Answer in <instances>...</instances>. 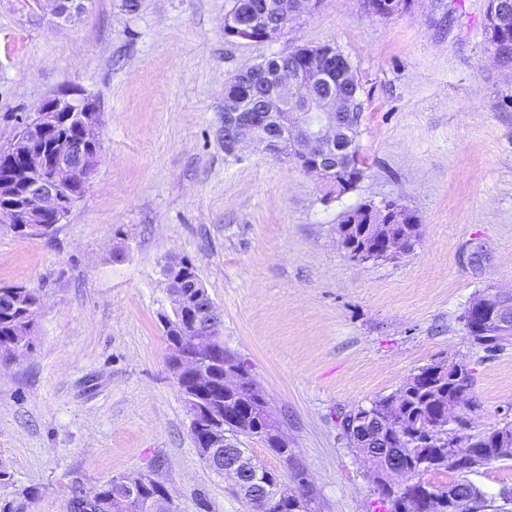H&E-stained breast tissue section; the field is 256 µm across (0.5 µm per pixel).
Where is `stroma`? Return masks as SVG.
<instances>
[{"instance_id": "obj_1", "label": "stroma", "mask_w": 512, "mask_h": 512, "mask_svg": "<svg viewBox=\"0 0 512 512\" xmlns=\"http://www.w3.org/2000/svg\"><path fill=\"white\" fill-rule=\"evenodd\" d=\"M489 0H414L389 17L322 0L274 43L225 39L231 0H86L74 22L0 0V145L52 93L76 88L102 114L83 199L48 237L0 223V286L39 290L30 349L0 360V501L69 512V489L152 472L178 512H247L202 462L168 366L162 273L185 257L224 310V346L281 419L282 461L317 512H384L341 413L438 361L472 370L474 430L512 421V345H474L461 315L512 290V61L484 30ZM330 44L356 67L365 174L342 197L257 149L224 153V86L243 67ZM395 200L414 248L358 263L336 243L350 209ZM492 505L512 459L469 473Z\"/></svg>"}]
</instances>
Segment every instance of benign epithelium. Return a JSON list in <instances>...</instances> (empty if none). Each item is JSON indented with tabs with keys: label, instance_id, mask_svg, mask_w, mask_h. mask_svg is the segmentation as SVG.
I'll use <instances>...</instances> for the list:
<instances>
[{
	"label": "benign epithelium",
	"instance_id": "benign-epithelium-1",
	"mask_svg": "<svg viewBox=\"0 0 512 512\" xmlns=\"http://www.w3.org/2000/svg\"><path fill=\"white\" fill-rule=\"evenodd\" d=\"M54 6L57 15L72 17L79 11L81 0H45ZM320 0H281L269 9H263L249 17L227 13L224 16V37L236 41L274 42L297 23L298 19L311 14L319 7ZM300 50L308 58L324 62V68L316 69L288 62V54L265 57L238 71L224 88V153L238 156L250 147L260 148L271 159L293 163L308 175L314 176L331 187L336 196L346 194L344 174L353 166V145L346 137V121L356 102L353 93L322 94L318 89L327 77L352 69V61L336 47L325 44L317 47L302 46ZM260 80L263 107L259 111L249 109L238 93V86L252 79ZM59 112L83 113L79 134L68 139L64 146L48 145L40 134L49 130ZM100 112L89 105L87 98H75L58 93L44 99L34 111L24 116L7 150L4 169L0 170V190L18 193L20 205L0 212V220L7 224H24L29 234L44 236L47 225L59 224L71 212L77 201L68 197L67 185L76 177L91 175L96 171L101 151ZM25 162L31 180L18 185L14 176L15 156ZM392 211L399 215L404 208L394 200L379 205L367 204L360 210V219L350 213L342 219L344 224L374 223L373 216ZM406 247L402 240L388 238L374 258H392ZM178 260L165 261L163 273L168 282V292L173 310H180L187 300L178 276ZM196 301L200 314L191 325L180 329L185 340L180 346L186 352L179 353L169 345V355L177 356L176 372L194 381L189 410L192 423L206 418L216 424L214 432L206 439L204 447L222 448L229 439L224 419L219 415L217 403L226 391H236L243 385L238 374L224 369L223 386H218L212 375L214 361L211 350L224 324V312L213 301L204 286L198 287ZM470 329L479 336H493L512 329V290L490 288L475 297L467 307ZM269 425L270 434L281 442H287L281 423L273 416L265 395L253 402ZM463 398L448 405V412L441 424H460L465 416ZM389 463L377 462L378 456L370 449L361 451L374 470L390 476L401 469V459L407 455L404 448H384ZM250 464V455L237 454V461L224 467V478L231 481V490L239 483L241 466ZM126 493L117 495L105 505L106 512H134L138 489L142 481L123 480ZM261 489L263 510L271 512L277 504L292 497L296 500V512H314L311 498L304 495H288V487L258 484ZM406 512H420L423 488L416 481L401 487Z\"/></svg>",
	"mask_w": 512,
	"mask_h": 512
}]
</instances>
